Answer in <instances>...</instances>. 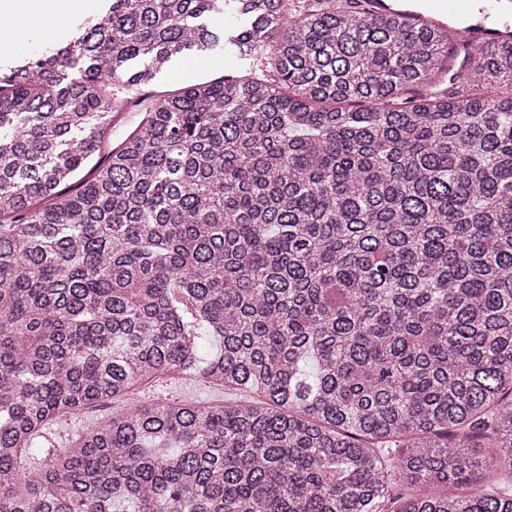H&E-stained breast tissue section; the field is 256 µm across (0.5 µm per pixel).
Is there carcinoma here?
I'll return each mask as SVG.
<instances>
[{
    "mask_svg": "<svg viewBox=\"0 0 512 512\" xmlns=\"http://www.w3.org/2000/svg\"><path fill=\"white\" fill-rule=\"evenodd\" d=\"M414 7L112 0L0 75V512H512V41L439 96ZM193 50L268 72L144 92ZM138 397L157 399L161 402H194L200 404L222 403L233 395L224 394V390L214 387L198 375L173 380H158L140 388ZM112 414V404L100 405L85 410L79 417H64L50 425L39 439L38 448H65L79 432L91 428L95 423L107 419Z\"/></svg>",
    "mask_w": 512,
    "mask_h": 512,
    "instance_id": "1",
    "label": "carcinoma"
}]
</instances>
